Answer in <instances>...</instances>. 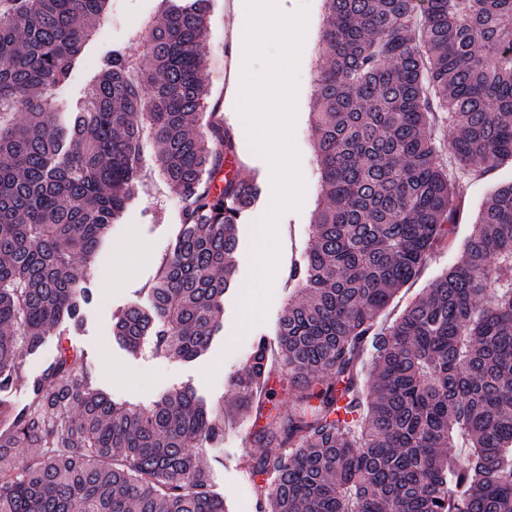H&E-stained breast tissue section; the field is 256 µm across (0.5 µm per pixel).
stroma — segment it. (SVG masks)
Wrapping results in <instances>:
<instances>
[{
  "instance_id": "1",
  "label": "stroma",
  "mask_w": 512,
  "mask_h": 512,
  "mask_svg": "<svg viewBox=\"0 0 512 512\" xmlns=\"http://www.w3.org/2000/svg\"><path fill=\"white\" fill-rule=\"evenodd\" d=\"M232 0H211L204 51L207 59L206 81L208 111L217 113L237 137L235 153L239 175L257 180L260 198L248 220L238 227L236 285L224 295L220 326L209 352L191 362L176 356L157 357L150 352L133 353L115 340L112 317L118 310L137 303L148 305V290L154 283L160 263L177 240L183 199L170 192L157 175H148L146 183L133 196L121 220L114 224L102 245L103 256L89 271L85 283L91 300L80 312L79 326L62 325L51 330L40 350L21 354L18 359L20 384L0 394V399L24 404V381L40 374L52 362L59 340L83 351L91 382L115 402L152 406L175 387L192 386L212 407L231 406L236 398L233 380L242 374L247 357L258 339L275 340L278 323L296 284L289 275H276L273 297L266 320L242 330L237 320V304L252 267V228L266 213L271 200V179L267 163L251 149L245 125L238 113L228 111L225 103L224 69L233 46L228 30ZM289 10L307 8L308 23L298 69L297 117L294 141L300 155L305 181L300 210L285 212L280 220L290 242L289 263L302 262L311 244V219L317 201V176L309 114L313 106L312 75L320 57V33L323 0H287ZM161 0H110L108 19L100 24L91 44L74 70L68 84L54 93L57 114H65L79 102L87 83L96 73L98 60L114 45L133 55L141 51L140 30L149 20H160ZM512 179V163L465 177V194L460 203L459 222L450 245L439 248L428 260L419 277L402 288L383 314L392 322L408 303L418 298L432 280L460 258L461 246L472 229V222L490 191L500 182ZM257 422L249 417L224 420V443L204 448L200 459L211 472V488L223 497L226 512H260L256 483L245 471L249 456L274 454V447L255 442L241 443L244 431H255Z\"/></svg>"
}]
</instances>
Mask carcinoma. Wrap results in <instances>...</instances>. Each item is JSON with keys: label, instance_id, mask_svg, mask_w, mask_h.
<instances>
[{"label": "carcinoma", "instance_id": "carcinoma-1", "mask_svg": "<svg viewBox=\"0 0 512 512\" xmlns=\"http://www.w3.org/2000/svg\"><path fill=\"white\" fill-rule=\"evenodd\" d=\"M162 2L142 53L107 52L63 128L50 92L109 0H0V391L18 384L21 353L78 318L147 144L185 200L181 231L149 306L126 307L113 336L191 361L220 325L237 224L261 189L221 176L229 128H190L206 109L210 0ZM324 4L314 242L291 272L277 351L256 342L231 406L265 421L255 442L285 449L245 461L273 476L256 485L262 512H512V181L481 205L459 262L380 322L459 220L432 116L457 128L461 172L512 160V0ZM283 374L299 397L279 418L266 404ZM26 391L21 407L0 403V512H225L195 453L224 442V409L192 388L116 404L62 345Z\"/></svg>", "mask_w": 512, "mask_h": 512}]
</instances>
